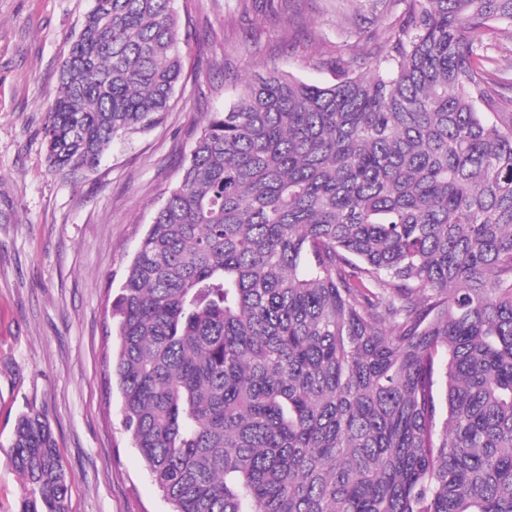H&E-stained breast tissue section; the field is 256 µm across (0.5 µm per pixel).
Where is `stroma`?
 <instances>
[{
  "mask_svg": "<svg viewBox=\"0 0 512 512\" xmlns=\"http://www.w3.org/2000/svg\"><path fill=\"white\" fill-rule=\"evenodd\" d=\"M90 0H0V512L25 493L10 463L17 416L43 412L70 486L69 512H170L119 417L106 367L112 295L187 162L206 113L234 95L226 73L271 67L309 83L318 59L361 67L403 0H306L293 26L274 0H176L183 70L153 129L63 174L43 138L60 69Z\"/></svg>",
  "mask_w": 512,
  "mask_h": 512,
  "instance_id": "35a3bbf8",
  "label": "stroma"
}]
</instances>
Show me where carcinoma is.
<instances>
[{
    "instance_id": "carcinoma-1",
    "label": "carcinoma",
    "mask_w": 512,
    "mask_h": 512,
    "mask_svg": "<svg viewBox=\"0 0 512 512\" xmlns=\"http://www.w3.org/2000/svg\"><path fill=\"white\" fill-rule=\"evenodd\" d=\"M175 0H92L59 171L170 109ZM373 68L236 80L112 302L124 431L171 512H512V0H404ZM20 512H68L48 418ZM490 52L498 57L503 69L511 68L512 65V34L499 32L491 41Z\"/></svg>"
}]
</instances>
